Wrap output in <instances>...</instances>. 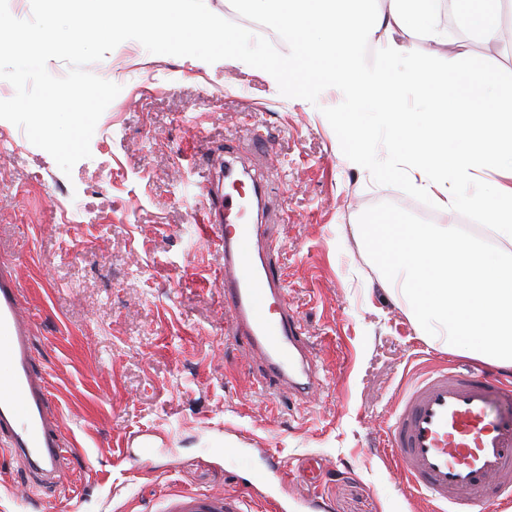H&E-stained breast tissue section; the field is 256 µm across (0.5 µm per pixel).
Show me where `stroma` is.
I'll return each mask as SVG.
<instances>
[{"mask_svg":"<svg viewBox=\"0 0 512 512\" xmlns=\"http://www.w3.org/2000/svg\"><path fill=\"white\" fill-rule=\"evenodd\" d=\"M394 38L512 73V53L472 32L444 47ZM89 70L121 91L71 174L0 120V259L22 276L36 366L75 447L63 482L39 497L53 512H161L178 492L239 494V475L271 461L306 512H430L387 445L391 415L433 367L491 368L423 340L369 259L359 216L381 202L416 205L344 156L322 113L341 103L338 89L313 104L239 60L202 66L145 50L107 53ZM229 155L277 214L269 234L319 362L316 395L269 385L228 332L214 286L223 251L194 190ZM68 209L86 222H66ZM144 431L156 446L136 467L127 455ZM310 462L314 484L298 476ZM32 486L0 456V512H39Z\"/></svg>","mask_w":512,"mask_h":512,"instance_id":"1","label":"stroma"}]
</instances>
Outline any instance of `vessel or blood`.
<instances>
[{"label":"vessel or blood","instance_id":"1","mask_svg":"<svg viewBox=\"0 0 512 512\" xmlns=\"http://www.w3.org/2000/svg\"><path fill=\"white\" fill-rule=\"evenodd\" d=\"M198 195L217 213L209 229L224 251L216 285L232 313L230 332L265 362L271 378L304 394L319 390L317 362L289 306L276 244L252 221L239 191ZM21 277L0 266V452L20 459L33 480H60L71 442L62 433L50 387L36 368L34 329L22 304ZM400 474L428 501L452 512L512 491V387L486 374L428 371L403 392L388 426ZM247 496L177 493L163 512H248Z\"/></svg>","mask_w":512,"mask_h":512}]
</instances>
